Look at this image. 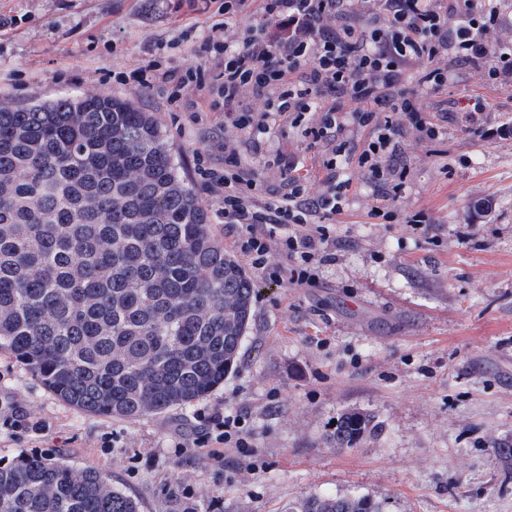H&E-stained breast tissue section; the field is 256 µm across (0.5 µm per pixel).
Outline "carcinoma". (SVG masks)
Instances as JSON below:
<instances>
[{"mask_svg": "<svg viewBox=\"0 0 512 512\" xmlns=\"http://www.w3.org/2000/svg\"><path fill=\"white\" fill-rule=\"evenodd\" d=\"M253 297L149 113L110 96L0 103V351L53 394L124 419L197 400L237 365ZM371 423L345 414L336 445ZM0 512L139 507L98 470L23 457L0 467Z\"/></svg>", "mask_w": 512, "mask_h": 512, "instance_id": "obj_1", "label": "carcinoma"}]
</instances>
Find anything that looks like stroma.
I'll return each mask as SVG.
<instances>
[{
    "label": "stroma",
    "mask_w": 512,
    "mask_h": 512,
    "mask_svg": "<svg viewBox=\"0 0 512 512\" xmlns=\"http://www.w3.org/2000/svg\"><path fill=\"white\" fill-rule=\"evenodd\" d=\"M224 0H0V100L25 105L85 95L135 100L160 122L179 171L223 245L219 201L195 174L224 159L223 107L192 121L165 89L120 77L152 59L212 69L200 45ZM484 104L481 133L449 120L435 141H408L400 218L376 224L372 188L352 192L336 226V259L315 286L257 283L253 320L236 367L194 402L119 419L83 411L0 352V467L40 453L108 474L140 512H284L309 495H369L387 512H512V87L473 70L439 92ZM264 190L281 188L271 151L320 178L322 147L296 132L242 147ZM434 221L420 233L403 216ZM242 413L246 445L222 460L176 445L200 412ZM348 412L376 428L350 448L332 442ZM48 429L32 430L36 421Z\"/></svg>",
    "instance_id": "obj_1"
}]
</instances>
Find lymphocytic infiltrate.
<instances>
[{"label": "lymphocytic infiltrate", "instance_id": "lymphocytic-infiltrate-1", "mask_svg": "<svg viewBox=\"0 0 512 512\" xmlns=\"http://www.w3.org/2000/svg\"><path fill=\"white\" fill-rule=\"evenodd\" d=\"M506 0H224V21L249 8L260 16L241 41L214 38L201 49L221 62L211 71L154 62L135 69L138 86H192L217 96L232 128L260 139L281 124L300 130L310 145L326 143L319 182L298 162L275 155L287 190L263 196L242 163L241 144L225 140L224 161L205 159L196 173L220 201L219 215L234 249L275 286H311L321 264L336 257L332 226L349 205L353 183L375 190L371 218L392 223L405 186L399 163L405 141L435 140L448 111L431 98L447 87L457 67L472 66L487 85H512V18ZM254 93L257 104L244 100ZM370 138L362 147L354 129ZM240 414L202 417L197 447L220 457L242 446Z\"/></svg>", "mask_w": 512, "mask_h": 512}]
</instances>
